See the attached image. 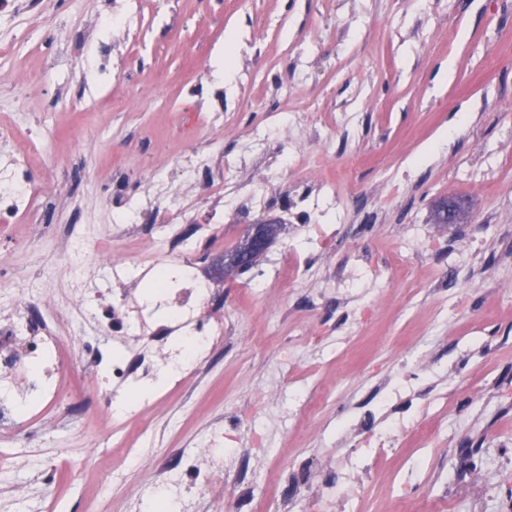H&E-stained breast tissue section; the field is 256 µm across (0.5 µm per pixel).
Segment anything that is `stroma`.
Instances as JSON below:
<instances>
[{"mask_svg":"<svg viewBox=\"0 0 512 512\" xmlns=\"http://www.w3.org/2000/svg\"><path fill=\"white\" fill-rule=\"evenodd\" d=\"M73 23L112 45L113 95L140 90L129 112L101 107L90 68L61 67L27 96L29 67L53 53ZM223 120L210 139L194 132ZM316 112V124L275 117ZM17 119L43 144L42 165L64 163L45 219L27 246L0 239L12 267L0 306L16 290L63 296L79 269L73 242L95 255L145 244L139 227L112 222L126 164H171L166 186L208 218L209 183L233 168L241 191L259 187L273 209L226 210L225 249L252 225L281 224L255 268L288 261L299 231L281 215L297 193L319 198L331 181L339 204L321 217L330 245L308 244L306 274L266 296L250 273L214 277L224 296V342L150 408L160 438L149 461L87 435L83 419L51 414L26 428L31 447L0 441V512H130L142 487L182 466L180 450L224 427L225 448L245 453L248 478L219 477L201 512H233L237 499L271 512H498L512 497V8L505 0H53L28 42L0 49V121ZM92 129L98 145L77 139ZM219 149H212V142ZM215 150L210 171H190ZM459 203L438 224L441 203ZM421 238L416 248L406 239ZM352 283L336 285L339 265ZM454 269L457 286L442 278ZM306 335H298V326ZM314 391L311 412H289L291 389ZM412 417L434 432L388 457L357 444L363 427L386 437ZM64 470L49 471L48 459ZM363 466L358 493L341 480ZM311 474L284 493L289 467Z\"/></svg>","mask_w":512,"mask_h":512,"instance_id":"stroma-1","label":"stroma"}]
</instances>
